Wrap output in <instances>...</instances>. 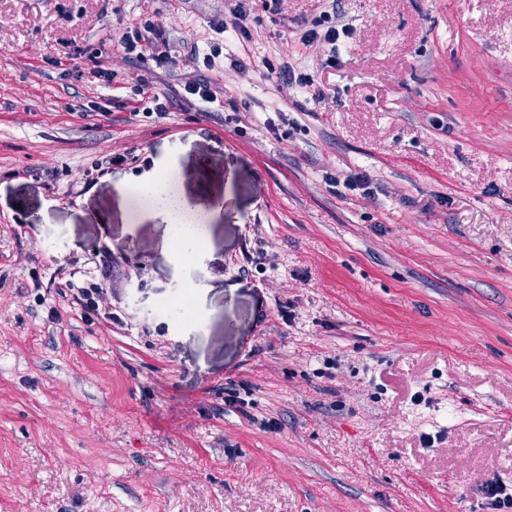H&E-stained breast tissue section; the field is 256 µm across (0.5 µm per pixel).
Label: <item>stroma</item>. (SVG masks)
I'll return each instance as SVG.
<instances>
[{"label":"stroma","instance_id":"35a3bbf8","mask_svg":"<svg viewBox=\"0 0 512 512\" xmlns=\"http://www.w3.org/2000/svg\"><path fill=\"white\" fill-rule=\"evenodd\" d=\"M224 2L0 0V512H494L512 0H252L246 38L210 29ZM331 9L349 36L303 46ZM147 19L177 69L113 44ZM212 43L255 69L198 70ZM199 77L223 97L181 101ZM170 166L221 207L189 264L135 194ZM105 246L86 309L66 282ZM266 70V76L275 79L279 85L291 87H307L311 84L310 79L303 73H296L294 67L283 64L279 67L274 66L269 61L263 62Z\"/></svg>","mask_w":512,"mask_h":512}]
</instances>
